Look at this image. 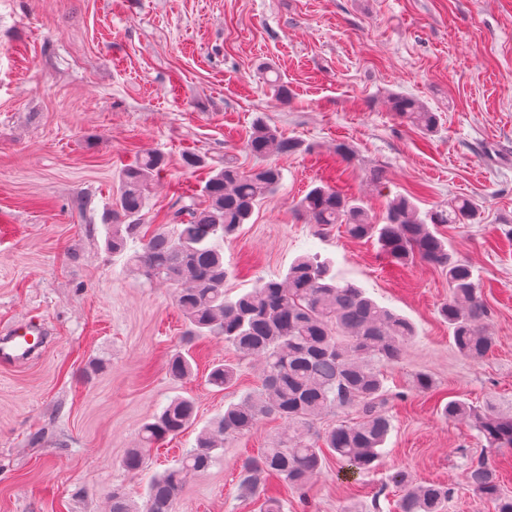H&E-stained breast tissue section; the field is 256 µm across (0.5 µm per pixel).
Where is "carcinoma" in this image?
<instances>
[{"label":"carcinoma","instance_id":"carcinoma-1","mask_svg":"<svg viewBox=\"0 0 512 512\" xmlns=\"http://www.w3.org/2000/svg\"><path fill=\"white\" fill-rule=\"evenodd\" d=\"M389 105L390 111L425 135L438 128L437 113L414 97L395 93ZM246 148L265 159L295 154L301 142L258 120ZM163 166L161 153L145 150L122 171L107 245L123 256L126 267L152 284L173 289L188 341L219 337L240 355L258 357L261 384L227 404L224 414L198 434L195 446L176 467L152 478L141 512H174L186 479L212 465L224 438L247 436L271 416L287 421L288 428L260 455L242 463L244 493L252 492L259 477L268 475L303 496L329 454L347 475L375 471L393 430L382 367L401 359L416 335L413 324L363 289L337 279L332 262L318 253L297 257L283 275L261 277L233 297L226 294L221 243L250 219L260 200L279 189L281 168L267 163L245 172L226 163L205 181L203 201L195 197L181 201L166 223L152 229L142 223V212L152 177ZM298 207L315 224H343L350 237L375 241L379 253L393 265L405 267L420 260L439 269L449 290L439 315L448 323L456 350L471 360L491 352L494 336L487 327L490 310L480 278L439 231L442 224L474 223L478 207L472 199L455 198L423 218L414 197L400 195L387 202L379 221L336 187L323 184L310 189ZM167 369L176 379L192 374V364L181 352L169 358ZM237 380V367L224 363L212 365L206 377L207 384L220 391L234 387ZM351 410L357 413L355 423L317 429L324 416ZM441 414L451 421H468L485 447L512 451V413L491 403L450 399ZM195 419L193 398L171 400L142 426L140 444L128 451L124 468L133 473L143 470L148 449L182 434ZM465 479L478 500L494 503L496 512H512V496L503 493L499 467L471 459ZM387 483L399 491L397 512H445L447 486L415 483L403 470L390 473ZM108 498L110 512H134L121 489L109 491Z\"/></svg>","mask_w":512,"mask_h":512}]
</instances>
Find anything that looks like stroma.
I'll return each mask as SVG.
<instances>
[{
	"label": "stroma",
	"mask_w": 512,
	"mask_h": 512,
	"mask_svg": "<svg viewBox=\"0 0 512 512\" xmlns=\"http://www.w3.org/2000/svg\"><path fill=\"white\" fill-rule=\"evenodd\" d=\"M266 69L287 83L290 105L261 79ZM394 92L437 112V131L390 112ZM259 119L303 148L277 158L280 191L225 240V291L318 253L417 330L388 369L394 429L377 472L347 477L328 461L309 507L291 493L288 512H389L376 499L392 498L382 483L397 469L448 485V512H494L463 472L482 442L439 403L490 399L512 410V0H0V325L33 319L45 336L28 360L0 363V512H109L114 488L142 506L151 476L257 385V361L222 339L187 346L172 290L146 284L106 240L120 171L136 151L167 159L144 212L158 224L225 162L260 167L245 148ZM340 142L353 153L342 165ZM186 152L203 167H184ZM323 183L377 214L399 194H414L424 213L460 196L478 203L476 223L442 233L484 286L496 340L485 358L456 351L438 314L448 299L440 271L420 261L391 270L372 242L295 210ZM185 348L193 373L178 380L167 360ZM97 360L102 369L90 372ZM221 361L239 379L220 392L205 375ZM418 373L432 377L434 396L413 391ZM178 396L194 398L195 425L151 449L143 471H126L141 426ZM283 429L268 419L225 439L176 512H258L239 466Z\"/></svg>",
	"instance_id": "obj_1"
}]
</instances>
